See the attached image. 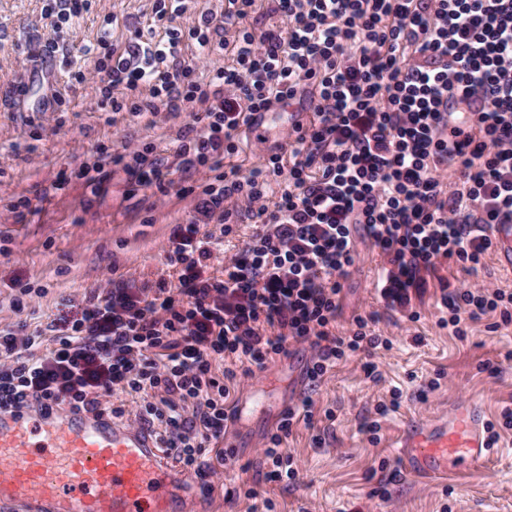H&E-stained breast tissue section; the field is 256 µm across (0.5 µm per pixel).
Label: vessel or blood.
<instances>
[{
	"label": "vessel or blood",
	"mask_w": 512,
	"mask_h": 512,
	"mask_svg": "<svg viewBox=\"0 0 512 512\" xmlns=\"http://www.w3.org/2000/svg\"><path fill=\"white\" fill-rule=\"evenodd\" d=\"M490 234L512 272V223ZM483 427L477 408L462 405L405 430L397 456L413 477L448 479L459 462L475 467L489 455ZM182 478L142 427L94 414L0 416V512H182L170 490Z\"/></svg>",
	"instance_id": "1"
}]
</instances>
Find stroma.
I'll list each match as a JSON object with an SVG mask.
<instances>
[{
  "instance_id": "stroma-1",
  "label": "stroma",
  "mask_w": 512,
  "mask_h": 512,
  "mask_svg": "<svg viewBox=\"0 0 512 512\" xmlns=\"http://www.w3.org/2000/svg\"><path fill=\"white\" fill-rule=\"evenodd\" d=\"M44 0H0V328L34 316L73 317L83 297L103 288H142L159 280L176 281L177 269L164 263L174 231L199 217L203 197L194 191L196 175L181 166L177 136L192 112L134 115L101 112L94 82L74 85V70L93 71L96 41L104 19L112 21V41L127 46L133 32L145 29L156 0H94L88 14L58 29L42 18ZM67 47L48 59V85H36L26 100H16L13 81L26 55L47 38ZM68 109L56 111L53 93ZM313 117L309 93L274 113L265 143L238 133V151L225 155V167L241 174L279 152L294 122ZM152 150L165 173L162 186L136 187L124 165H109L99 193H92L77 172L93 162L96 151L122 153L126 143ZM64 189H54L58 177ZM353 263L343 281L337 335L347 334L355 317L378 314L375 326L392 342L372 357L340 361L313 384L304 373L312 360L305 345H290L289 360L275 358L232 393V401L254 390L269 401L236 423L230 445L235 457L218 486L203 492L188 482L182 492L199 512H260L272 499L274 512H512V429L501 428L490 455L475 469L463 468L448 482L405 476L394 445L414 421L428 422L455 405L475 403L484 423L498 424L512 407V323L490 313L468 322L464 335L440 325L446 310L445 287L468 275L454 262H442L412 306L418 320L388 310L373 282L380 257L363 228L354 232ZM43 288L34 306H13L12 280ZM372 361L375 377L363 364ZM309 400L311 424H298L285 446L301 461L296 479L265 483L262 448L275 429L285 400ZM377 424L376 433L368 425ZM254 488L245 499L234 488Z\"/></svg>"
}]
</instances>
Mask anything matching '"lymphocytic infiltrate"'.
<instances>
[{
    "instance_id": "f902f5d3",
    "label": "lymphocytic infiltrate",
    "mask_w": 512,
    "mask_h": 512,
    "mask_svg": "<svg viewBox=\"0 0 512 512\" xmlns=\"http://www.w3.org/2000/svg\"><path fill=\"white\" fill-rule=\"evenodd\" d=\"M253 4L225 0L185 32L173 21L186 0H158L150 24L161 39L136 36L121 50L110 32L99 37V111L206 105L178 151L202 174L205 206L165 254L177 285L105 288L65 326L0 328L1 413L120 419L135 403L141 421L158 424L161 447L204 485L234 456L224 425L242 379L293 343L313 350L314 383L344 357L390 348L373 314L335 333L352 225L381 257L374 286L387 309L411 308L428 273L451 260L474 280L443 294V326L460 336L465 320L494 311L512 321V293L476 278L489 226L512 222V0H277L286 28L238 30L225 64L224 24ZM304 90L314 117L293 125L287 155L246 175L224 171L220 153L234 151L249 116ZM244 209L259 219L255 232L217 255L216 235L201 224L230 234ZM216 258L220 277L210 272ZM300 417L289 410L270 434L265 482L295 479L284 443Z\"/></svg>"
}]
</instances>
